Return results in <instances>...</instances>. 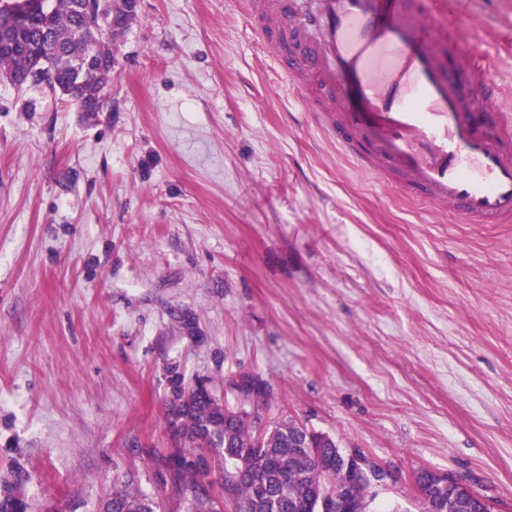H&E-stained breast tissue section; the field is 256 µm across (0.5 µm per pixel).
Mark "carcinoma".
<instances>
[{"label":"carcinoma","instance_id":"cac0c4a2","mask_svg":"<svg viewBox=\"0 0 512 512\" xmlns=\"http://www.w3.org/2000/svg\"><path fill=\"white\" fill-rule=\"evenodd\" d=\"M134 15L130 0H4L0 22L12 24L14 36L0 48V76L58 90L82 109L96 110L112 77L114 45ZM171 386L169 415L190 451L172 453L167 462L174 466L172 482L191 497L192 512H216L207 489L226 484L241 512L260 490L263 512H319L317 494L329 469L336 483L349 482L350 497L366 498L369 485L345 473L336 449L300 448L304 435L295 421L273 423L258 444L252 428L212 393L185 391L177 375ZM25 509V500L10 488L0 497V512ZM159 509L158 502L121 489L104 512Z\"/></svg>","mask_w":512,"mask_h":512}]
</instances>
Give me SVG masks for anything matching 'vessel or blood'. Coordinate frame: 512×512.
I'll return each mask as SVG.
<instances>
[{"label": "vessel or blood", "instance_id": "vessel-or-blood-1", "mask_svg": "<svg viewBox=\"0 0 512 512\" xmlns=\"http://www.w3.org/2000/svg\"><path fill=\"white\" fill-rule=\"evenodd\" d=\"M243 4L313 124L359 169L457 223L512 224V113L483 68L467 92L446 77L440 16L414 0Z\"/></svg>", "mask_w": 512, "mask_h": 512}]
</instances>
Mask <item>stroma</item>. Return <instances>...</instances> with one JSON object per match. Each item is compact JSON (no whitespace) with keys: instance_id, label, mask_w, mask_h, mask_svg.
Masks as SVG:
<instances>
[{"instance_id":"35a3bbf8","label":"stroma","mask_w":512,"mask_h":512,"mask_svg":"<svg viewBox=\"0 0 512 512\" xmlns=\"http://www.w3.org/2000/svg\"><path fill=\"white\" fill-rule=\"evenodd\" d=\"M510 91L512 0H430ZM97 112L0 80V485L103 512L166 485L169 380L512 512V224H455L305 118L238 0H138Z\"/></svg>"}]
</instances>
